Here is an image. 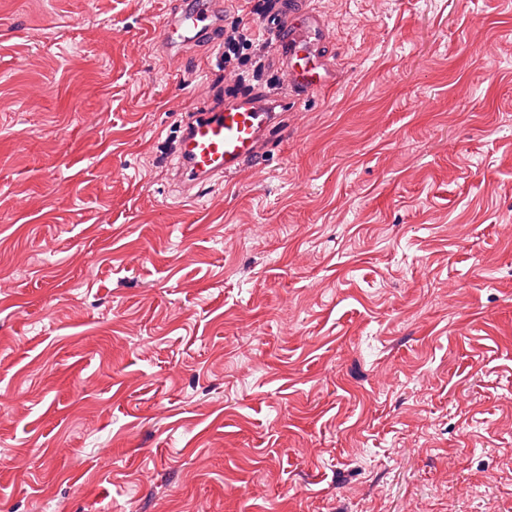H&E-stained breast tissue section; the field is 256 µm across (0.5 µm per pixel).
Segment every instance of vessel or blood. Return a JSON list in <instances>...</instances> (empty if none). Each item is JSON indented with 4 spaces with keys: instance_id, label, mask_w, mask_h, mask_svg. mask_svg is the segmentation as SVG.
<instances>
[{
    "instance_id": "1",
    "label": "vessel or blood",
    "mask_w": 512,
    "mask_h": 512,
    "mask_svg": "<svg viewBox=\"0 0 512 512\" xmlns=\"http://www.w3.org/2000/svg\"><path fill=\"white\" fill-rule=\"evenodd\" d=\"M215 0H188L150 31L170 49L208 39L221 22ZM265 32L274 43L286 97L266 104L250 94L208 106L187 118L175 154L183 196L195 199L199 184L221 176L236 177L255 162L278 127L289 104L305 102L336 82V62L327 50L329 25L310 0H283Z\"/></svg>"
}]
</instances>
